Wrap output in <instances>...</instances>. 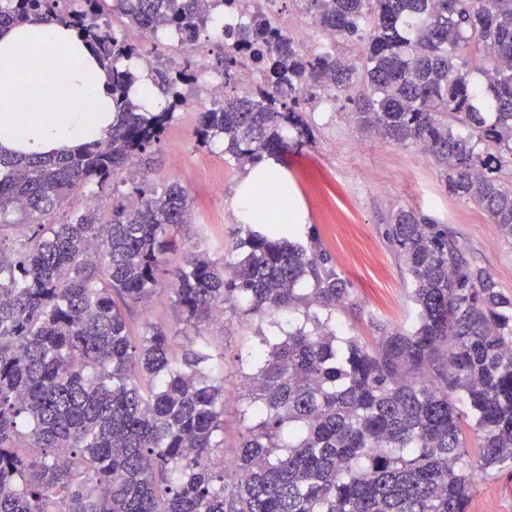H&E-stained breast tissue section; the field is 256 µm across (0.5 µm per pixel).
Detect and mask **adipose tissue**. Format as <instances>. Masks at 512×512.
Returning a JSON list of instances; mask_svg holds the SVG:
<instances>
[{
	"label": "adipose tissue",
	"mask_w": 512,
	"mask_h": 512,
	"mask_svg": "<svg viewBox=\"0 0 512 512\" xmlns=\"http://www.w3.org/2000/svg\"><path fill=\"white\" fill-rule=\"evenodd\" d=\"M107 73L64 23L0 29V150L45 155L100 139L112 126Z\"/></svg>",
	"instance_id": "adipose-tissue-1"
}]
</instances>
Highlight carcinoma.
I'll use <instances>...</instances> for the list:
<instances>
[{
  "label": "carcinoma",
  "mask_w": 512,
  "mask_h": 512,
  "mask_svg": "<svg viewBox=\"0 0 512 512\" xmlns=\"http://www.w3.org/2000/svg\"><path fill=\"white\" fill-rule=\"evenodd\" d=\"M72 2L0 0V27L40 17L76 28L111 67L116 112L100 140L67 153H0V224L19 212L32 227L0 252V512H469L476 472L512 463V298L447 228L401 209L387 237L417 320L374 322L371 344L339 337L331 317L352 301L348 282L317 247L289 239L290 204L262 175L250 191L267 223L245 214L231 259L185 245V189L120 174L160 143L197 74L189 59L153 70L167 104L143 110L124 65L142 45L107 16L183 31L200 53L198 0ZM290 2L336 46L309 54L255 17L224 48V98L201 113L197 141H223L240 167L279 161L311 135L303 113L349 102L360 129L429 152L448 195L512 237V0ZM247 58L262 61L257 90L234 83ZM91 183L120 198L109 219L86 207L52 220ZM164 276L195 332L181 350L159 323L132 335L127 317ZM228 308H302L305 323L260 336L242 383L244 432L217 463L225 386L202 327Z\"/></svg>",
  "instance_id": "1"
}]
</instances>
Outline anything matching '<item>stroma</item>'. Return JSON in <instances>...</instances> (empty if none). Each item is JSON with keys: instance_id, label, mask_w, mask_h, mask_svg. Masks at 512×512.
<instances>
[{"instance_id": "35a3bbf8", "label": "stroma", "mask_w": 512, "mask_h": 512, "mask_svg": "<svg viewBox=\"0 0 512 512\" xmlns=\"http://www.w3.org/2000/svg\"><path fill=\"white\" fill-rule=\"evenodd\" d=\"M224 65V45L210 40L197 55L194 83L183 86L194 110L177 109L161 142L141 166L148 187L179 183L192 201L191 221L179 237L199 245L212 259L228 258L242 216L236 199L244 188L245 169L225 155L222 141L203 145L195 130L201 112L212 106L208 83ZM305 119L312 142L279 165L293 190L299 219L293 241L318 240L332 265L350 284L352 305L336 309L332 321L343 336L371 338L372 321L410 326L418 311L409 297L410 276L386 235L398 209L422 212L444 224L466 250L471 262L490 273L502 293L512 298V238L501 235L476 205L449 197L435 160L419 147L404 146L361 133L350 107L322 103ZM134 330L156 322L179 332L168 280H161L147 305L128 314ZM300 311L276 313L271 319H248L226 312L205 334L213 363L227 380L224 400V452L232 454L243 424L239 417L241 364L259 334L275 324L302 320ZM470 512H512V464L481 474L472 491Z\"/></svg>"}]
</instances>
